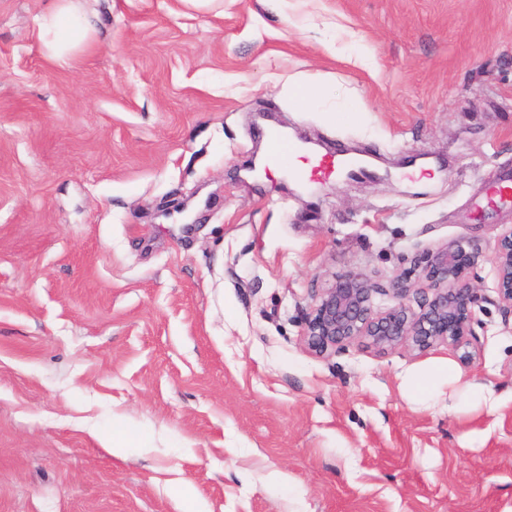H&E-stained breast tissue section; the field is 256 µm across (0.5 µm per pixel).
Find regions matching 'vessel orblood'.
<instances>
[{
  "label": "vessel or blood",
  "instance_id": "vessel-or-blood-1",
  "mask_svg": "<svg viewBox=\"0 0 512 512\" xmlns=\"http://www.w3.org/2000/svg\"><path fill=\"white\" fill-rule=\"evenodd\" d=\"M264 135L271 150L270 159L275 167L288 169L289 173L303 182L319 181L356 168L355 159L344 153L312 158L297 141L288 138L279 128L269 127Z\"/></svg>",
  "mask_w": 512,
  "mask_h": 512
}]
</instances>
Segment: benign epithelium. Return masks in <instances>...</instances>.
I'll return each instance as SVG.
<instances>
[{
	"label": "benign epithelium",
	"instance_id": "obj_1",
	"mask_svg": "<svg viewBox=\"0 0 512 512\" xmlns=\"http://www.w3.org/2000/svg\"><path fill=\"white\" fill-rule=\"evenodd\" d=\"M482 256L481 243L465 238L426 253L417 268L418 280L432 295L418 313L407 305L413 285L401 275L390 280L386 291L393 305L381 313L373 305L377 286L366 275L349 271L336 276L304 317L308 350L323 356L359 340L381 352L402 344L420 352L437 343L457 350L468 346L475 335L474 308L481 299L470 269ZM494 263L499 300L512 314V229L498 239Z\"/></svg>",
	"mask_w": 512,
	"mask_h": 512
}]
</instances>
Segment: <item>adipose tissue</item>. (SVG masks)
<instances>
[{"instance_id": "adipose-tissue-1", "label": "adipose tissue", "mask_w": 512, "mask_h": 512, "mask_svg": "<svg viewBox=\"0 0 512 512\" xmlns=\"http://www.w3.org/2000/svg\"><path fill=\"white\" fill-rule=\"evenodd\" d=\"M87 26L88 20L74 0H57L39 24V37L51 58L66 60L83 39Z\"/></svg>"}]
</instances>
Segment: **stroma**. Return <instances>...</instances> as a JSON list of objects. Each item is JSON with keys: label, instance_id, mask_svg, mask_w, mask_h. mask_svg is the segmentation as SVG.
Masks as SVG:
<instances>
[{"label": "stroma", "instance_id": "1", "mask_svg": "<svg viewBox=\"0 0 512 512\" xmlns=\"http://www.w3.org/2000/svg\"><path fill=\"white\" fill-rule=\"evenodd\" d=\"M53 3L0 0V512H512V0H77L65 63ZM269 121L369 175L248 178ZM459 238L468 363L309 352L334 276L383 311ZM56 3L39 24V37L47 54L56 60L72 56L85 35L88 20L73 0ZM494 263L499 300L512 316V229L498 239Z\"/></svg>", "mask_w": 512, "mask_h": 512}]
</instances>
